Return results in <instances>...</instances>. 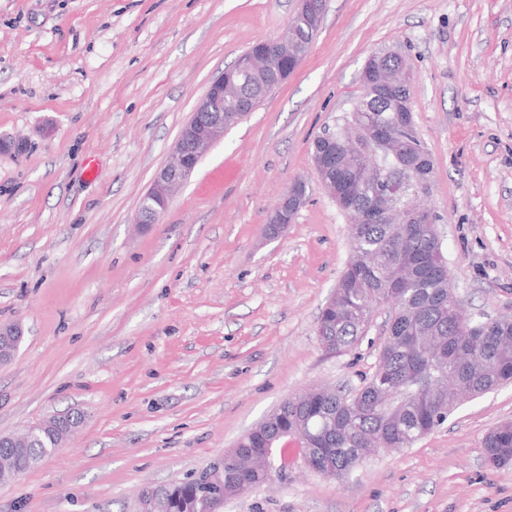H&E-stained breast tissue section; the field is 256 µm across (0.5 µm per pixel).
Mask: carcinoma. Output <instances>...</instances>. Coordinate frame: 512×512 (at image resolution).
Segmentation results:
<instances>
[{
  "label": "carcinoma",
  "mask_w": 512,
  "mask_h": 512,
  "mask_svg": "<svg viewBox=\"0 0 512 512\" xmlns=\"http://www.w3.org/2000/svg\"><path fill=\"white\" fill-rule=\"evenodd\" d=\"M241 102L259 104L270 76L231 66ZM397 113L385 95L366 91L337 121L336 205L349 222L350 257L331 301L316 321V335L329 354L354 349L369 332L376 312L386 310L390 335L383 339L371 375L353 394L316 386L285 400L266 416L284 429L293 420L309 433V451L321 465L347 478L366 458V443L378 448H409L444 424L463 404L512 384V319L489 325L448 297L450 277L442 245L430 224H400L380 213L376 197L390 191L402 206L416 205L415 189L426 179L425 147L412 135L382 139L379 126L395 124ZM382 167L385 180L362 185L360 173ZM486 464L493 471L512 468V421L495 425L484 440ZM48 448H14L11 466L0 468V482L36 463ZM192 482L159 486L165 512H200Z\"/></svg>",
  "instance_id": "obj_1"
}]
</instances>
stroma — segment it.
<instances>
[{
  "label": "stroma",
  "mask_w": 512,
  "mask_h": 512,
  "mask_svg": "<svg viewBox=\"0 0 512 512\" xmlns=\"http://www.w3.org/2000/svg\"><path fill=\"white\" fill-rule=\"evenodd\" d=\"M297 0H0V434L76 412L69 440L0 483V512H136L145 486L207 467L288 397L369 375L381 322L326 353L321 308L348 221L312 158L396 49L433 161L427 199L452 286L474 317L512 318V0H326L299 67L229 129L140 227L141 196L197 101ZM306 202L264 228L294 181ZM512 386L337 483L294 461L224 512H512V470L483 439ZM24 340V330L19 323L0 324V365L10 363Z\"/></svg>",
  "instance_id": "stroma-1"
}]
</instances>
